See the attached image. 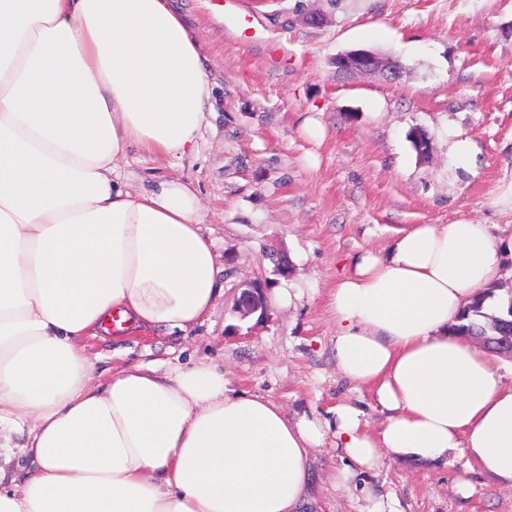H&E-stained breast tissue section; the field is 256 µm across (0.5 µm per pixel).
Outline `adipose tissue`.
<instances>
[{
  "label": "adipose tissue",
  "mask_w": 512,
  "mask_h": 512,
  "mask_svg": "<svg viewBox=\"0 0 512 512\" xmlns=\"http://www.w3.org/2000/svg\"><path fill=\"white\" fill-rule=\"evenodd\" d=\"M209 97L170 0H0V512H299L328 438L341 483L454 452L512 489V383L448 333L499 275L485 224L414 225L337 280L336 365L371 387L378 432L348 403L288 417L207 360L96 381L83 339L112 314L185 331L214 306L192 190L112 177L129 145L191 150Z\"/></svg>",
  "instance_id": "adipose-tissue-1"
}]
</instances>
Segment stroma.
Listing matches in <instances>:
<instances>
[{
  "label": "stroma",
  "mask_w": 512,
  "mask_h": 512,
  "mask_svg": "<svg viewBox=\"0 0 512 512\" xmlns=\"http://www.w3.org/2000/svg\"><path fill=\"white\" fill-rule=\"evenodd\" d=\"M194 33L210 87L192 152L159 157L129 146L114 176L132 189L189 186L212 239L222 287L187 331L154 327L89 338L95 378L128 364L174 370L208 359L239 392L288 416L350 403L369 430L386 415L369 388L342 378L329 309L337 277L356 255L387 249L413 224H488L502 248L488 308L512 297V0H172ZM323 13L319 27L303 14ZM372 49L398 59L400 80L344 76L336 54ZM313 119L321 138L306 134ZM424 130L428 158L410 134ZM470 145L466 159L456 142ZM288 260L278 271L269 251ZM260 280L263 312L242 316L243 285ZM299 294L290 308L276 289ZM332 442L312 453L303 512H367L393 498L398 512H512V490L463 457L417 468L383 461L347 484ZM474 487L463 495L456 480Z\"/></svg>",
  "instance_id": "1"
}]
</instances>
